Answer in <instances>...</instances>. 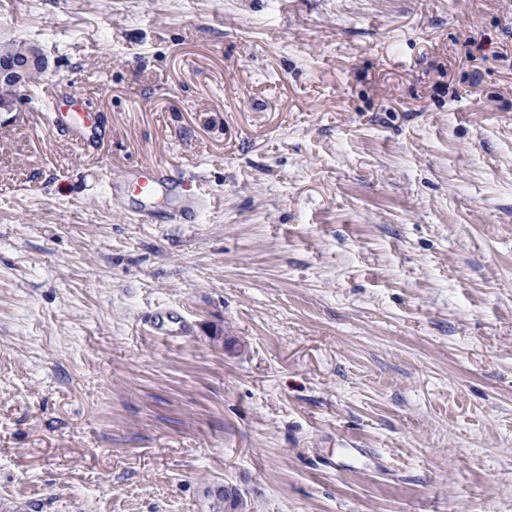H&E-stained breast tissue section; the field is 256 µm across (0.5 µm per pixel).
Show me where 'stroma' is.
<instances>
[{
    "instance_id": "35a3bbf8",
    "label": "stroma",
    "mask_w": 512,
    "mask_h": 512,
    "mask_svg": "<svg viewBox=\"0 0 512 512\" xmlns=\"http://www.w3.org/2000/svg\"><path fill=\"white\" fill-rule=\"evenodd\" d=\"M8 40L0 512H512V0H0ZM147 166L192 223L137 221L186 203ZM41 48L36 44L27 42H16V41H5L0 43V57L10 58L6 60H0V103L7 102L8 96L12 93V85L8 82L16 85L23 83L24 77L31 68L33 61L28 58H13L19 55L37 56L42 54ZM13 58V59H11ZM41 66L45 70V60L41 62ZM43 69L36 65L32 68L27 75V83H31L32 80L43 72ZM69 112H54L50 120L51 127H60L76 141L82 150L97 148L95 141L91 140V134L96 129L98 115L96 112H85L81 106V99L71 92L67 96ZM169 185L176 187L175 182H170L164 169L160 166H149L145 168L137 179L136 191L139 194L149 195L153 193L157 186ZM207 493L208 496H215L212 505L214 512H247L244 495L236 487L224 486L222 489H217V494L209 489Z\"/></svg>"
}]
</instances>
